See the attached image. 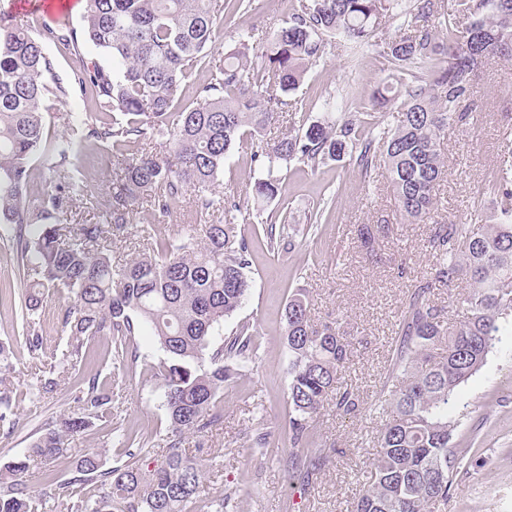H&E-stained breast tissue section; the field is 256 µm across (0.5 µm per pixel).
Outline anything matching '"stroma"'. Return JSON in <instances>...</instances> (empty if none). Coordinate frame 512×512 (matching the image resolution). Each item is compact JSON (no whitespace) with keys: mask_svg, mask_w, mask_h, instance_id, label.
Listing matches in <instances>:
<instances>
[{"mask_svg":"<svg viewBox=\"0 0 512 512\" xmlns=\"http://www.w3.org/2000/svg\"><path fill=\"white\" fill-rule=\"evenodd\" d=\"M296 2L259 0L257 10L238 13L236 27L218 26L212 62L223 63L225 53L236 43L238 29H266L281 23ZM388 76L373 59L356 67L346 55L331 48L308 69L289 98L298 102L309 121L316 122L323 117L325 97L334 96L337 105L355 111L368 106L373 91L383 86ZM470 108L474 121L450 127L441 139L446 174L437 188L435 219L439 221L467 222L484 215L494 204L490 184L504 156L512 154V59L495 58L479 67ZM66 113L93 120L89 93L74 87L62 98L48 95L45 116L51 135H65L62 116ZM119 163L111 144L100 143L83 149L76 166L103 202L112 196ZM253 183L246 150L234 151L218 177L217 189L225 196L250 200L245 234L253 251V288L224 328L229 331L242 323L256 327L261 360L224 394V424L205 439L210 452L221 456L223 467L217 474L206 475L197 499L203 502L232 491L237 495V512H347L359 473L377 453V436L384 420L368 408L356 415H343L335 407H327L315 434L325 463L305 489L285 476L277 461L288 412V358L281 313L289 294L301 288L315 322L340 319L357 346L348 381L363 403L374 402L389 369L401 317L416 287L428 276L432 221L404 222L386 171H379L367 183L346 159L316 171L291 165L280 196L268 203L251 201ZM329 185L336 190L332 222L323 225L317 237H297L293 252H269L263 225L284 218L296 228L306 227L312 206ZM193 199L188 193L173 202L171 214L162 224L155 223L148 202L138 201L129 209L128 231L116 234L119 251L128 256L146 252L143 226H152L155 236L164 239L174 236L181 225L197 223ZM365 225L384 229L371 253L362 248L358 235ZM15 235V225L0 223V290L10 291L9 296L0 297V341L13 345L17 358L16 369L6 380L15 395V408L9 422H0V467L23 459L37 432L75 412V391L82 377L96 373L111 378L122 424L137 428L154 453H161L168 432L162 392L152 379L128 381L115 375L105 357L106 342L95 345L101 360L94 368L61 374L56 392L49 397L29 395V384L39 376L37 361L24 346L21 325L11 308L20 303L31 278L22 266ZM71 304L67 295L46 293L40 311L44 357L64 349L67 336L62 318ZM454 416L458 421L455 443L469 449L472 464L456 474L447 501L436 505L434 512H512V334H503L485 365L462 386ZM259 422L271 433V445L263 457L252 455L237 441L240 432ZM90 448L104 449L110 466L123 453L112 442L111 428L97 424L69 437L49 464L30 465L24 478L37 492V512H50L52 505L43 469L49 467L72 477L77 459Z\"/></svg>","mask_w":512,"mask_h":512,"instance_id":"obj_1","label":"stroma"}]
</instances>
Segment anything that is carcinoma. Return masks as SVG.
Masks as SVG:
<instances>
[{
    "label": "carcinoma",
    "instance_id": "obj_1",
    "mask_svg": "<svg viewBox=\"0 0 512 512\" xmlns=\"http://www.w3.org/2000/svg\"><path fill=\"white\" fill-rule=\"evenodd\" d=\"M83 9L81 32L46 24L38 39L0 16V223L34 227L17 235L21 260L36 275L21 307L29 354L42 349L38 325L45 292L74 295L63 317L67 347L29 393L42 398L56 391L55 372L84 364L92 343L106 337L123 377L148 373L158 380L170 433L162 460L152 465L138 432L116 426L112 433L125 448V462L107 468L103 449L96 448L77 460L79 477L63 481L49 470L46 481L54 487L56 512H190L216 461L206 453L189 457L185 434L218 425L224 391L260 359L255 328L244 324L220 335L249 293L253 263L244 205L213 190L224 161L250 139V162L261 166L255 194L269 201L280 194L282 172L291 163L313 171L348 156L364 179L386 171L405 220L431 218L445 172L441 135L474 119L464 102L482 61L512 58V0H454L451 11L441 0H299L289 18L269 30L238 31V48L215 68L207 61L215 43L213 0H83ZM458 14L466 16V26H458ZM386 17L400 31L388 40L378 36ZM45 42L75 50L89 43L112 57L110 70L84 60L73 69L71 85L90 92L100 120L70 127L71 135L61 140L52 139L43 111L49 93L64 96L68 88L60 82L50 88L55 74ZM329 46L356 65L372 52L409 81L394 95L388 86L376 89L369 112L329 111L310 124L301 118L287 135L268 140L277 92L298 88ZM205 68L209 78L196 85V103L173 111L183 87ZM114 113L121 119L109 120ZM96 142L112 143L124 163L101 222H75L80 205L94 204L89 184L79 177L56 182L35 204L27 201L36 154H49V170L59 174L78 149ZM494 190L489 221L432 225L433 263L404 313L381 389L379 409L388 420L350 512H431L447 500L458 470L471 464L453 446L456 419L449 409L512 325L511 159L502 161ZM189 191L196 213H220L222 220L184 224L175 243L153 240L156 257L113 255L112 229L124 227L120 209L142 198L161 222L171 203ZM331 215L329 202H322L307 232L316 235ZM266 246L274 254L295 247L288 222L267 225ZM462 275L473 290L462 300V319L450 327L428 294ZM282 322L289 374L286 463L308 485L322 459L314 447L322 411L331 403L345 414L360 411L358 394L343 380L353 348L340 321L312 320L301 289L288 299ZM144 331L166 355L157 365L140 354ZM14 359L10 344L0 342V383ZM77 402V413L39 431L28 456L0 471V512H33L23 480L29 462L51 460L68 437L117 418L110 380L90 378ZM261 425L260 418L258 428L239 441L263 456L270 433ZM236 509L231 492L203 506L204 512Z\"/></svg>",
    "mask_w": 512,
    "mask_h": 512
}]
</instances>
